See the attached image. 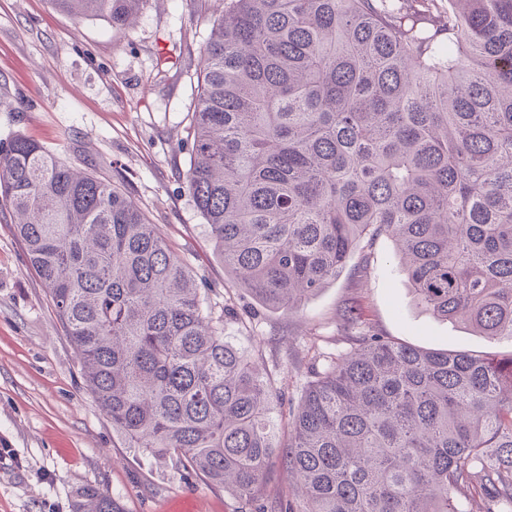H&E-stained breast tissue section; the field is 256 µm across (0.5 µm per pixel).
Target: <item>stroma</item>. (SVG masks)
Returning a JSON list of instances; mask_svg holds the SVG:
<instances>
[{
    "label": "stroma",
    "instance_id": "stroma-1",
    "mask_svg": "<svg viewBox=\"0 0 512 512\" xmlns=\"http://www.w3.org/2000/svg\"><path fill=\"white\" fill-rule=\"evenodd\" d=\"M220 0H150L127 34L64 14L51 0H0V141L21 135L127 189L225 311V335L262 358L297 404L314 351L342 354L354 329L409 345L512 356L415 299L391 238L378 237L293 312L237 288L214 252L186 184L198 52ZM112 494L122 512H255L175 460L126 447L82 383L79 359L8 215L0 214V512H72L78 485Z\"/></svg>",
    "mask_w": 512,
    "mask_h": 512
}]
</instances>
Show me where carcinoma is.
Returning a JSON list of instances; mask_svg holds the SVG:
<instances>
[{
	"label": "carcinoma",
	"mask_w": 512,
	"mask_h": 512,
	"mask_svg": "<svg viewBox=\"0 0 512 512\" xmlns=\"http://www.w3.org/2000/svg\"><path fill=\"white\" fill-rule=\"evenodd\" d=\"M126 32L147 0H51ZM226 0L199 51L185 181L237 287L291 312L353 251L393 239L436 318L512 340V0ZM87 390L127 447L258 499L269 463L298 512H512V357L368 331L284 393L123 181L23 136L0 142V209ZM73 512H120L92 485Z\"/></svg>",
	"instance_id": "obj_1"
}]
</instances>
